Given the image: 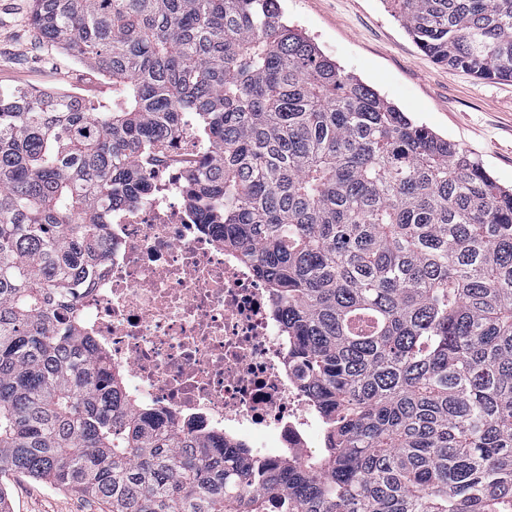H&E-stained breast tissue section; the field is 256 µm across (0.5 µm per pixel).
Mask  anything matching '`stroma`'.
Returning a JSON list of instances; mask_svg holds the SVG:
<instances>
[{
  "mask_svg": "<svg viewBox=\"0 0 512 512\" xmlns=\"http://www.w3.org/2000/svg\"><path fill=\"white\" fill-rule=\"evenodd\" d=\"M289 24L417 124L457 143L512 186V81L480 80L432 60L385 0H280ZM30 0H0V93L57 90L110 101L112 82L39 40ZM11 512H101L92 498L20 474L0 477Z\"/></svg>",
  "mask_w": 512,
  "mask_h": 512,
  "instance_id": "1",
  "label": "stroma"
}]
</instances>
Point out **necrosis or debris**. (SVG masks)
I'll return each instance as SVG.
<instances>
[{
    "label": "necrosis or debris",
    "instance_id": "obj_1",
    "mask_svg": "<svg viewBox=\"0 0 512 512\" xmlns=\"http://www.w3.org/2000/svg\"><path fill=\"white\" fill-rule=\"evenodd\" d=\"M184 142L153 156L156 193L120 211L108 254L78 299L85 331L124 377L129 401L162 425L262 449L308 454L319 427L289 371L266 284L203 228L182 191Z\"/></svg>",
    "mask_w": 512,
    "mask_h": 512
}]
</instances>
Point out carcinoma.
I'll return each mask as SVG.
<instances>
[{
	"instance_id": "carcinoma-1",
	"label": "carcinoma",
	"mask_w": 512,
	"mask_h": 512,
	"mask_svg": "<svg viewBox=\"0 0 512 512\" xmlns=\"http://www.w3.org/2000/svg\"><path fill=\"white\" fill-rule=\"evenodd\" d=\"M435 62L512 81V0H385ZM112 100L0 95V475L104 512H512V189L279 0H32ZM209 151L197 223L267 283L321 448L272 463L132 409L75 313L151 154Z\"/></svg>"
}]
</instances>
